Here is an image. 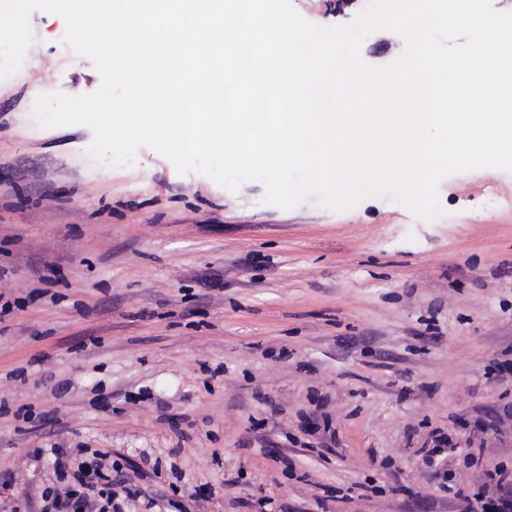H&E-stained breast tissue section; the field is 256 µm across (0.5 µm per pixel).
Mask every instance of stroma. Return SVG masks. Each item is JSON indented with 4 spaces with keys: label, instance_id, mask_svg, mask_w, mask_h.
I'll return each mask as SVG.
<instances>
[{
    "label": "stroma",
    "instance_id": "1",
    "mask_svg": "<svg viewBox=\"0 0 512 512\" xmlns=\"http://www.w3.org/2000/svg\"><path fill=\"white\" fill-rule=\"evenodd\" d=\"M291 3L319 26L361 10ZM30 22L0 79V475L40 498L32 451L56 444L110 452L123 512H468L512 469V171L445 177L428 221L379 197L284 210L148 147L100 164L88 126L33 104L101 76L62 17ZM403 50L377 30L360 53ZM438 433L480 451L460 494L423 465Z\"/></svg>",
    "mask_w": 512,
    "mask_h": 512
}]
</instances>
